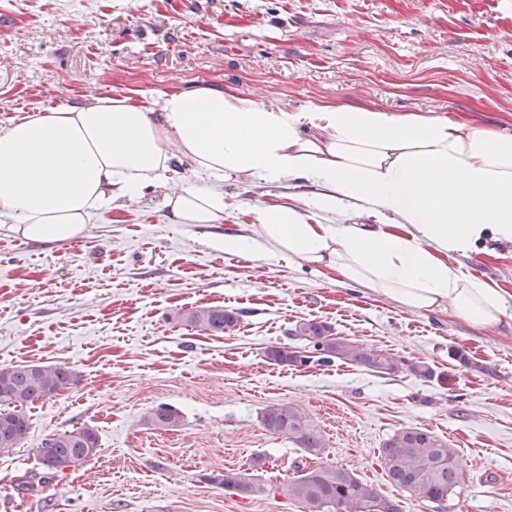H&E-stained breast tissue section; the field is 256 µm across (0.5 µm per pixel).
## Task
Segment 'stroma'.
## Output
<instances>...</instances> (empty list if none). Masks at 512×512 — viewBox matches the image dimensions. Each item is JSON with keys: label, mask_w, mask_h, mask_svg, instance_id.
I'll return each instance as SVG.
<instances>
[{"label": "stroma", "mask_w": 512, "mask_h": 512, "mask_svg": "<svg viewBox=\"0 0 512 512\" xmlns=\"http://www.w3.org/2000/svg\"><path fill=\"white\" fill-rule=\"evenodd\" d=\"M0 0V124L115 91L234 86L274 108L311 100L442 112L512 133V0ZM148 186L56 245L0 223V369L68 366L69 388L29 405V430L0 455V512H305L279 491L300 459L268 433L288 403L320 429L325 462L352 470L402 512H436L390 484L379 460L397 430L426 428L457 448L452 512H512V320L475 326L415 313L336 272L276 254L234 257L209 229L171 224ZM224 224L282 202L287 182L225 180ZM512 303V245L461 257ZM236 311L230 334L190 325ZM314 320L334 334L434 371L376 374L340 361L283 367L271 346L306 348ZM183 415L159 431L158 406ZM98 435L80 466L45 475L47 435ZM256 468L243 498L212 478ZM187 321L191 325H200L210 332L224 333L234 330L238 326L240 318L232 310L214 307L190 313L187 316Z\"/></svg>", "instance_id": "1"}]
</instances>
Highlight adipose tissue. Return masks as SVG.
Masks as SVG:
<instances>
[{
	"label": "adipose tissue",
	"instance_id": "adipose-tissue-1",
	"mask_svg": "<svg viewBox=\"0 0 512 512\" xmlns=\"http://www.w3.org/2000/svg\"><path fill=\"white\" fill-rule=\"evenodd\" d=\"M184 162L200 176L316 188L307 209L254 210L252 236L220 232L222 189L187 184L166 197L171 223L217 229L225 254L323 266L413 312L512 319L499 289L449 261L512 244V135L440 112L273 109L207 84L39 109L0 125V218L28 241H70Z\"/></svg>",
	"mask_w": 512,
	"mask_h": 512
}]
</instances>
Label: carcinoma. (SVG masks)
I'll return each instance as SVG.
<instances>
[{"label":"carcinoma","mask_w":512,"mask_h":512,"mask_svg":"<svg viewBox=\"0 0 512 512\" xmlns=\"http://www.w3.org/2000/svg\"><path fill=\"white\" fill-rule=\"evenodd\" d=\"M187 321L215 333L234 330L240 318L232 310L204 308L190 313ZM327 325L308 321L295 327L294 335L313 344L318 361L330 364L348 361L376 374H391L407 369L430 379L433 369L425 364L411 363L383 350L365 347L357 342L326 337ZM265 356L277 365L303 366L310 357H296L286 346H271ZM74 383L73 371L63 365L41 366L19 364L0 369V455L9 453L25 437L29 419L24 408L37 400L51 398ZM179 411L160 406L147 417L156 429L170 430L180 425ZM264 428L283 435L302 452L307 461L295 466L298 475L277 487L290 499L304 505L305 512H401L399 505L381 495L376 488L361 481L352 471L320 461L326 443L317 428L286 403L267 406L262 415ZM47 449L38 455L42 468L49 475L74 468L94 455L98 435L88 427L50 434L41 442ZM382 467L388 478L409 496L436 505L443 512L458 496L463 479L461 459L448 442L426 429L404 428L388 438L380 451ZM317 461L312 466L310 462ZM210 481L235 495L248 497L265 492L254 475L228 471Z\"/></svg>","instance_id":"1"}]
</instances>
